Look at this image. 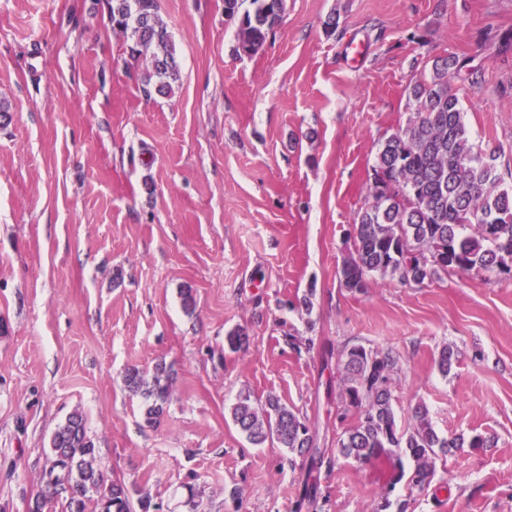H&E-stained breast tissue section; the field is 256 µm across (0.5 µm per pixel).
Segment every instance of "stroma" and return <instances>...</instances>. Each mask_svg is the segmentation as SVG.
<instances>
[{
  "instance_id": "1",
  "label": "stroma",
  "mask_w": 512,
  "mask_h": 512,
  "mask_svg": "<svg viewBox=\"0 0 512 512\" xmlns=\"http://www.w3.org/2000/svg\"><path fill=\"white\" fill-rule=\"evenodd\" d=\"M159 5L182 85L148 98L102 0H0V512H27L75 411L151 512H296L306 465L246 441L230 417L245 392L278 397L333 459L317 512H375L387 467L335 457L357 414L332 354L354 345L398 356L399 426L422 403L439 434L494 441L438 461L425 488L398 483L387 512H512V277L360 293L339 279L378 146L436 58L481 69L451 88L512 185V52L486 41L512 36V0H286L250 58L224 0ZM236 328L248 343L232 352ZM160 362L169 399L152 428L124 376Z\"/></svg>"
}]
</instances>
